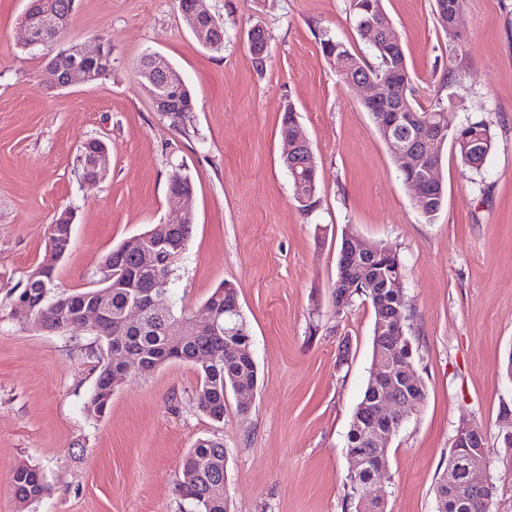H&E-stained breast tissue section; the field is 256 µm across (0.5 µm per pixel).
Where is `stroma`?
Returning a JSON list of instances; mask_svg holds the SVG:
<instances>
[{"label": "stroma", "instance_id": "obj_1", "mask_svg": "<svg viewBox=\"0 0 512 512\" xmlns=\"http://www.w3.org/2000/svg\"><path fill=\"white\" fill-rule=\"evenodd\" d=\"M28 0H0V512H196L175 482L198 440L228 451L230 512H351L345 452L369 376L374 313L365 297L337 312L331 285L343 232L391 247L405 265L407 334L427 398L388 441L377 480L386 512H435L460 424L487 443L512 402V0H466L456 36L435 0H383L412 94L423 107L451 99V123H490L496 145L481 172L445 151L443 208L426 221L388 147L324 57L330 31L371 57L351 0H206L224 25L214 51L194 37L176 0H74L58 39L31 48ZM269 57L257 67L251 27ZM112 42V67L90 84H56L48 65L76 45ZM165 57L192 91L186 129L156 112L135 71ZM293 109L314 152L316 206L301 210L282 163L281 118ZM105 141L106 178L80 176L81 145ZM195 184V226L168 305L194 312L221 282L238 291L252 335L258 386L248 412L224 397V420L196 404L184 362L128 373L103 416L85 405L98 374L83 328L38 332L9 315L46 254L47 227L74 217L57 265L66 290L96 287L103 256L154 225L176 220L173 170ZM39 468L48 492L20 506L15 464Z\"/></svg>", "mask_w": 512, "mask_h": 512}]
</instances>
